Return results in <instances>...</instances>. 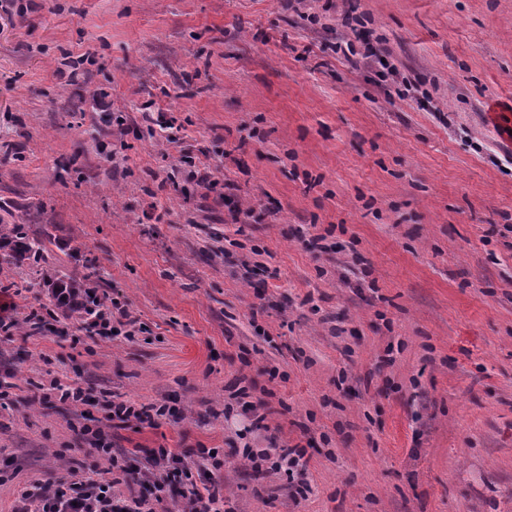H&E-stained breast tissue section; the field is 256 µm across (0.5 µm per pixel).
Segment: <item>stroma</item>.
Instances as JSON below:
<instances>
[{
    "mask_svg": "<svg viewBox=\"0 0 512 512\" xmlns=\"http://www.w3.org/2000/svg\"><path fill=\"white\" fill-rule=\"evenodd\" d=\"M39 2L0 8V224L48 249L0 265V512L146 448L224 512H512V0ZM77 276L134 336L50 316ZM165 413L166 408L163 406L141 405L139 408H136L133 405L120 402L112 405V416L110 419L112 421L117 419L121 423H127L133 419L141 425L153 426L155 424V416H163Z\"/></svg>",
    "mask_w": 512,
    "mask_h": 512,
    "instance_id": "stroma-1",
    "label": "stroma"
}]
</instances>
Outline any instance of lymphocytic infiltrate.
<instances>
[{"mask_svg": "<svg viewBox=\"0 0 512 512\" xmlns=\"http://www.w3.org/2000/svg\"><path fill=\"white\" fill-rule=\"evenodd\" d=\"M147 457L152 469L143 479L152 483L154 499L115 496L108 481L59 482L22 492L19 512H220L217 488L199 487L178 454L154 448Z\"/></svg>", "mask_w": 512, "mask_h": 512, "instance_id": "lymphocytic-infiltrate-1", "label": "lymphocytic infiltrate"}]
</instances>
